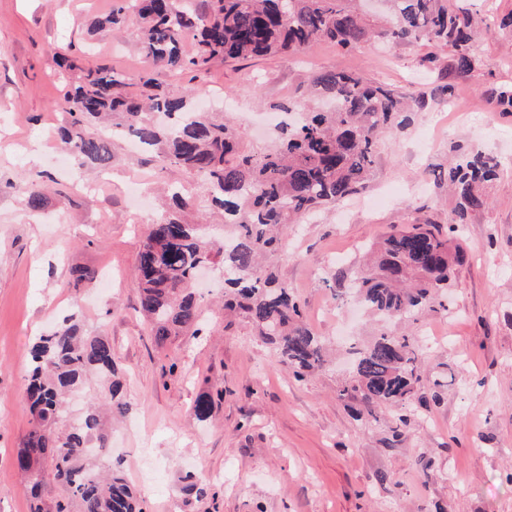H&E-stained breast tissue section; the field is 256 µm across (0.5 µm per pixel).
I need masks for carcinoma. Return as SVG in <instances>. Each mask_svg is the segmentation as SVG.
Wrapping results in <instances>:
<instances>
[{
  "mask_svg": "<svg viewBox=\"0 0 512 512\" xmlns=\"http://www.w3.org/2000/svg\"><path fill=\"white\" fill-rule=\"evenodd\" d=\"M199 14L189 0H112L108 22L134 21L144 34L146 58L166 68L203 73L216 63L252 57H288L328 41L352 49L375 38L399 44L427 41L452 52L457 73L480 66L474 39L480 20L448 11L447 0H387L389 16L371 22L358 0H205ZM193 45L185 50L186 42ZM60 66L74 75L64 95L68 118L59 129L64 147L81 163L105 166L123 135L135 137L160 161L182 168L202 182L205 204L190 221L188 201L178 192L177 211L149 226L139 253L138 312L160 344L171 337L205 331L195 292L198 266L224 270V309L252 323L275 345L294 376L305 379L327 362V347L302 320L288 283L266 270L269 254L282 247L288 225L312 211L336 206L365 187L372 174L378 136L401 126L405 112L425 108L422 95L372 84L344 70L312 78L317 109L295 102L287 112L299 118L277 128L274 148L258 153L243 147L236 129L209 112H196L191 95L165 88L150 74L138 92L125 76L64 56ZM454 155L448 164V190L455 196L454 217L444 235L431 224H415L385 237L372 251V273L356 285L358 297L375 314L409 319L434 309L444 288L466 261L453 233L470 215L487 206V188L501 172L500 162L483 151ZM224 210L230 238L215 239L202 210ZM354 374L337 397L358 398L359 414L376 417L382 408L413 410L422 380L418 353L406 335L383 332L353 348ZM107 386V411L124 415L123 383L109 337L68 319L39 337L31 349L26 389L32 426L17 454L16 467L33 501L31 512H144L142 500L120 476L105 475L92 460L108 455L112 428L101 407L90 400L71 417L68 397L82 391L88 376ZM212 392L198 393L193 414L207 421ZM64 486L68 497L48 505L43 486Z\"/></svg>",
  "mask_w": 512,
  "mask_h": 512,
  "instance_id": "cac0c4a2",
  "label": "carcinoma"
}]
</instances>
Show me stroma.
Here are the masks:
<instances>
[{"label": "stroma", "instance_id": "stroma-1", "mask_svg": "<svg viewBox=\"0 0 512 512\" xmlns=\"http://www.w3.org/2000/svg\"><path fill=\"white\" fill-rule=\"evenodd\" d=\"M448 6L479 12L490 26L477 42L482 65L467 77L448 50L371 41L351 51L322 42L286 63L248 58L193 79L150 66L134 46L136 26L107 23L112 0H0V512H31L14 463L31 427L29 349L69 315L110 337L127 376L129 410L112 419V467L143 493L148 512H512V114L496 112L490 97L512 84V0ZM73 50L132 82L148 71L198 99L229 96L222 111L253 151L272 148L277 105L304 100L320 71L348 70L427 97L424 110L380 142L363 195L290 226L286 247L270 258L299 297L305 324L335 350L333 363L296 381L273 346L232 316L208 335L156 344L137 311L134 277L156 210L127 188H202L182 169L127 148L104 169L62 165L52 131L66 117L69 77L54 57ZM453 144L491 153L502 166L489 205L460 229L469 260L448 290L447 311L395 328L422 346L419 394L440 401L403 428L394 409L356 416L358 401L336 396L351 371L348 350L384 325L343 290L365 248L393 228L447 229L455 200L440 173ZM45 179L51 190L28 210L19 187ZM77 267L98 276L75 281ZM204 389L222 396L201 422L192 405ZM187 470L207 496L186 491Z\"/></svg>", "mask_w": 512, "mask_h": 512}]
</instances>
